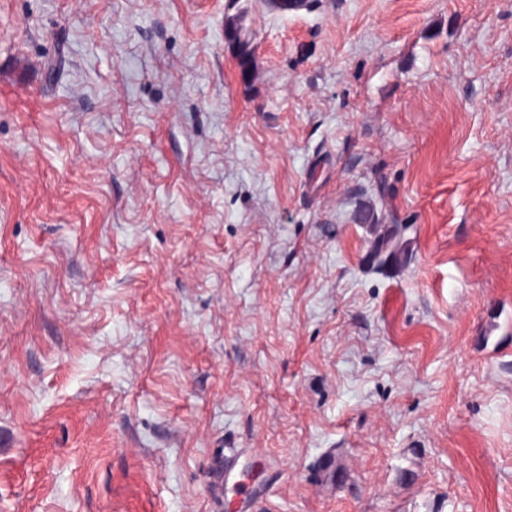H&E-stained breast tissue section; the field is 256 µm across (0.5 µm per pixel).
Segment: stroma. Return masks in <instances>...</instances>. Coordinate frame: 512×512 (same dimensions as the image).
<instances>
[{
	"label": "stroma",
	"mask_w": 512,
	"mask_h": 512,
	"mask_svg": "<svg viewBox=\"0 0 512 512\" xmlns=\"http://www.w3.org/2000/svg\"><path fill=\"white\" fill-rule=\"evenodd\" d=\"M223 448L512 512V0H0V512H214ZM404 224H383L364 257V263L373 270L390 271L402 267L408 258L409 239Z\"/></svg>",
	"instance_id": "1"
}]
</instances>
